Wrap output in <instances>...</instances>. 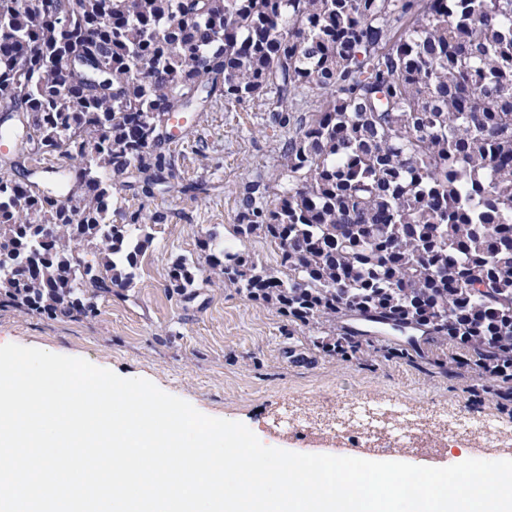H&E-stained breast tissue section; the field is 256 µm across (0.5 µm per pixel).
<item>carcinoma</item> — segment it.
Here are the masks:
<instances>
[{
	"label": "carcinoma",
	"mask_w": 512,
	"mask_h": 512,
	"mask_svg": "<svg viewBox=\"0 0 512 512\" xmlns=\"http://www.w3.org/2000/svg\"><path fill=\"white\" fill-rule=\"evenodd\" d=\"M0 0V299L30 289L94 312L138 276L150 226L123 204L175 167L163 130L259 100L288 133L275 186H248L237 234L281 250L280 277L220 233L212 284L320 300L349 289L499 288L512 309V0ZM319 104L299 113L310 92ZM75 170L50 181L33 156ZM119 212L126 223H112ZM197 262L170 286L193 295ZM306 321L336 335V305Z\"/></svg>",
	"instance_id": "obj_1"
}]
</instances>
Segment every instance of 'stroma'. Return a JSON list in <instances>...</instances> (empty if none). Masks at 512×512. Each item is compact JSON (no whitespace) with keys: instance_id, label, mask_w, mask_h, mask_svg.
Returning a JSON list of instances; mask_svg holds the SVG:
<instances>
[{"instance_id":"1","label":"stroma","mask_w":512,"mask_h":512,"mask_svg":"<svg viewBox=\"0 0 512 512\" xmlns=\"http://www.w3.org/2000/svg\"><path fill=\"white\" fill-rule=\"evenodd\" d=\"M282 132L267 125L258 102L218 106L197 117L176 150L180 157L165 192L129 199L156 219L132 288L99 299L91 317L49 319L13 306H0V345L14 343L83 358L124 378H144L182 398L201 413L246 425L268 447L296 451L295 443L266 423L288 396L328 397L380 391L427 404L464 407L470 376L448 367L450 350L431 338L362 335L356 360L317 357L303 367L288 357L290 347L321 335L322 325L286 321L275 307L231 288L212 285L198 272L193 298L169 286L173 262L199 254V241L218 229L224 246L279 268L281 252L264 236L239 237L237 214L246 184L270 178ZM203 181L209 194L192 198L184 185ZM390 348L407 359L385 360Z\"/></svg>"}]
</instances>
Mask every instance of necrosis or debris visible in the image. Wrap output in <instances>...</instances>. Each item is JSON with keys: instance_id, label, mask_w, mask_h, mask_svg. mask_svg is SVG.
Returning <instances> with one entry per match:
<instances>
[{"instance_id": "obj_1", "label": "necrosis or debris", "mask_w": 512, "mask_h": 512, "mask_svg": "<svg viewBox=\"0 0 512 512\" xmlns=\"http://www.w3.org/2000/svg\"><path fill=\"white\" fill-rule=\"evenodd\" d=\"M273 424L281 429L354 437L370 448H443L452 437L483 448L512 444L511 420L377 392L352 398L292 396Z\"/></svg>"}]
</instances>
